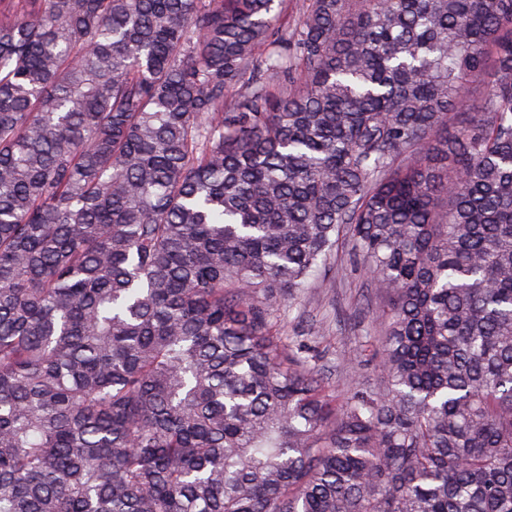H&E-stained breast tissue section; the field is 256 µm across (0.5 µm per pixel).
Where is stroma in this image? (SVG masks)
<instances>
[{
	"mask_svg": "<svg viewBox=\"0 0 512 512\" xmlns=\"http://www.w3.org/2000/svg\"><path fill=\"white\" fill-rule=\"evenodd\" d=\"M383 306L367 280L347 269L345 253H338L326 280L315 281L299 299L282 306L283 340L299 339L314 325L325 327L320 339L325 353L316 368L339 394H347L355 383H372L378 376L364 341L380 335Z\"/></svg>",
	"mask_w": 512,
	"mask_h": 512,
	"instance_id": "stroma-1",
	"label": "stroma"
}]
</instances>
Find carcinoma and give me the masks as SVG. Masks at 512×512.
Listing matches in <instances>:
<instances>
[{"instance_id": "1", "label": "carcinoma", "mask_w": 512, "mask_h": 512, "mask_svg": "<svg viewBox=\"0 0 512 512\" xmlns=\"http://www.w3.org/2000/svg\"><path fill=\"white\" fill-rule=\"evenodd\" d=\"M0 512H512V0H0ZM384 301L362 276L346 269L345 249L339 250L326 282L315 281L299 299L281 307L283 341L285 344L303 338L308 327L315 324L326 328L321 336L323 357L316 363L322 373L343 398L355 382L373 383L378 370L370 352L364 350L369 336H379L382 330L379 312ZM351 358L344 364L341 358Z\"/></svg>"}]
</instances>
